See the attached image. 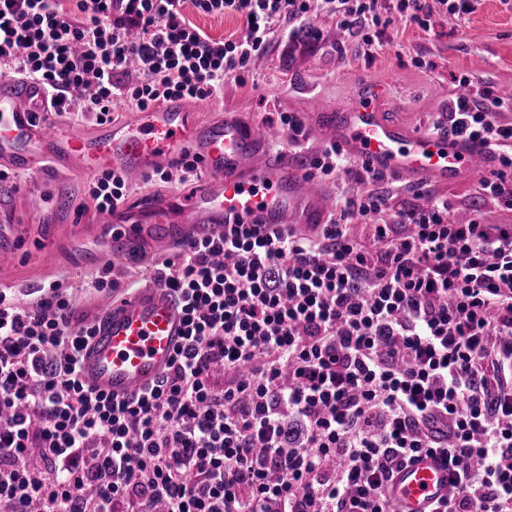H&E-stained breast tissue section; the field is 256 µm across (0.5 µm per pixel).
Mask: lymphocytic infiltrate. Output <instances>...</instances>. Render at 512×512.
<instances>
[{
    "instance_id": "1",
    "label": "lymphocytic infiltrate",
    "mask_w": 512,
    "mask_h": 512,
    "mask_svg": "<svg viewBox=\"0 0 512 512\" xmlns=\"http://www.w3.org/2000/svg\"><path fill=\"white\" fill-rule=\"evenodd\" d=\"M0 0V74L41 85L57 117L111 118L218 96L276 34L329 12L369 56L394 18L429 29L431 4L474 0ZM233 14L218 40L187 9ZM138 78L127 81L129 65ZM512 98L456 95L431 131L480 143L499 166L481 193L512 210ZM311 176L346 179L336 144L307 155L297 113L278 115ZM371 192L308 230L241 222L178 243L150 267L186 312L153 385L120 399L86 385L64 278L36 297L0 291V512H392L385 490L440 453L454 490L435 512H512V225L453 219L447 199L398 210ZM126 176L101 172L79 213H116ZM371 220L366 238L354 219Z\"/></svg>"
}]
</instances>
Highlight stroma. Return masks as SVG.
Returning a JSON list of instances; mask_svg holds the SVG:
<instances>
[{
	"instance_id": "stroma-1",
	"label": "stroma",
	"mask_w": 512,
	"mask_h": 512,
	"mask_svg": "<svg viewBox=\"0 0 512 512\" xmlns=\"http://www.w3.org/2000/svg\"><path fill=\"white\" fill-rule=\"evenodd\" d=\"M311 23L314 35L301 30L294 40L274 41L243 79L225 81L223 93L204 102L200 120L234 111L273 126L282 112L308 116L315 99L329 110L349 108L356 88L375 81L386 86L395 104L391 118L424 131L447 109L460 76L470 79L471 90L495 96L512 87V0H477L463 20L432 12L426 30L391 23L378 36L381 49L368 57L358 56L355 40L334 15H314ZM429 189L448 198L455 214L512 224V210L483 197L478 178L433 183ZM103 230L100 217L91 213L74 224H26L14 259L0 265V289L23 291L64 272L78 313L97 317L113 298L86 291L84 281L106 260Z\"/></svg>"
}]
</instances>
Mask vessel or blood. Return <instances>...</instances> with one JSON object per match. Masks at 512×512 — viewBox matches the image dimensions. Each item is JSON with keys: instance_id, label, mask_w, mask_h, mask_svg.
Listing matches in <instances>:
<instances>
[{"instance_id": "obj_1", "label": "vessel or blood", "mask_w": 512, "mask_h": 512, "mask_svg": "<svg viewBox=\"0 0 512 512\" xmlns=\"http://www.w3.org/2000/svg\"><path fill=\"white\" fill-rule=\"evenodd\" d=\"M381 86L372 85L349 111H323L313 101L326 135L371 168L412 182L448 184L484 176L490 160L473 142L452 140L389 118ZM49 102L42 87L17 77L0 79V166L45 179L121 168L148 176L172 166L185 152L196 155L204 177L192 194L179 227L169 213L150 221L128 212L116 238L112 260L130 259L142 238L155 235L199 240L223 232L225 225L323 223L334 207L321 183L307 176L291 153L268 149L274 130L247 123L234 112L197 120L194 109L173 101L137 113L126 122L97 125L73 135L59 123L40 120ZM59 224L68 216L60 197L48 190L25 197L0 191V264L11 261L27 216ZM186 330L185 311L168 288H139L112 306L97 322L82 352L85 382L118 397L149 387L169 364ZM453 475L439 455L423 453L396 471L390 495L397 512H432L447 498Z\"/></svg>"}]
</instances>
